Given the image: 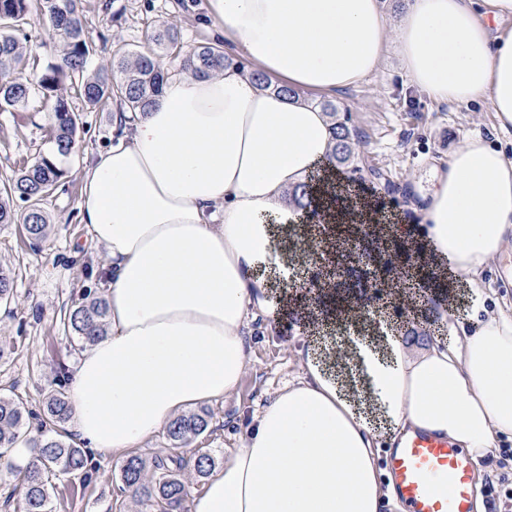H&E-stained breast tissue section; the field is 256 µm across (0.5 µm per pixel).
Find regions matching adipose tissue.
Listing matches in <instances>:
<instances>
[{"instance_id":"ef3b65f1","label":"adipose tissue","mask_w":512,"mask_h":512,"mask_svg":"<svg viewBox=\"0 0 512 512\" xmlns=\"http://www.w3.org/2000/svg\"><path fill=\"white\" fill-rule=\"evenodd\" d=\"M245 69L168 79L149 112L91 159L79 218L104 249L108 327L68 388L69 430L122 459L196 404L235 393L250 324L288 316L305 332L303 284L272 286L270 257L300 256L288 193L323 165L333 120L314 101L372 75L395 49L438 102L486 100L512 126V0H206ZM265 75L260 88L251 71ZM296 90L288 98L279 87ZM434 268L478 284L512 247V161L465 141L413 203ZM343 355L309 345L300 374L254 416L190 512H381L396 502L381 445L417 431L482 461L512 444V313L479 308L419 350L390 332Z\"/></svg>"}]
</instances>
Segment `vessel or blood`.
<instances>
[{
	"mask_svg": "<svg viewBox=\"0 0 512 512\" xmlns=\"http://www.w3.org/2000/svg\"><path fill=\"white\" fill-rule=\"evenodd\" d=\"M387 466L404 512H473L475 462L447 439L421 431L406 436Z\"/></svg>",
	"mask_w": 512,
	"mask_h": 512,
	"instance_id": "obj_1",
	"label": "vessel or blood"
}]
</instances>
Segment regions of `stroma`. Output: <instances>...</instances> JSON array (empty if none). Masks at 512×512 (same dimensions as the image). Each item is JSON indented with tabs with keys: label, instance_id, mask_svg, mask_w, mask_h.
Wrapping results in <instances>:
<instances>
[{
	"label": "stroma",
	"instance_id": "stroma-1",
	"mask_svg": "<svg viewBox=\"0 0 512 512\" xmlns=\"http://www.w3.org/2000/svg\"><path fill=\"white\" fill-rule=\"evenodd\" d=\"M204 0H82L86 31L95 43L94 63L109 60L118 48L144 51L164 26L180 31L185 48L213 42L203 22ZM350 109L349 125L360 136V172L338 169L339 182L351 192L369 189L395 224L419 226L421 217L410 208L411 198L429 190L431 168L447 163L462 142L479 135L512 160V129L497 125L488 102L466 106L439 103L414 86L388 54L379 72L331 97ZM114 107L79 108L76 148L65 159V188L43 200L50 223L47 238L30 248L21 224H0V264L14 273L16 292L0 302V392L11 395L28 411L30 430L44 416L45 398L55 389L59 373H72L82 351L65 328L69 310L84 295L102 296L107 284L99 273L102 249L90 241L81 224L77 201L81 172L91 153L107 149L118 134ZM50 104L33 95L14 112H0V180L13 176L21 160L34 161L49 147ZM454 301L429 296L419 303L422 319L412 322L404 337L412 349L432 340L434 329L463 318L475 306L474 293L458 283ZM249 361L241 384L224 400L205 403L209 425L193 438L188 452L210 454L222 461L239 447L252 415L300 373L303 359L296 321L284 320L277 330L252 325ZM90 486L76 474L51 477L53 512H152L126 493L119 480L120 460H97Z\"/></svg>",
	"mask_w": 512,
	"mask_h": 512
}]
</instances>
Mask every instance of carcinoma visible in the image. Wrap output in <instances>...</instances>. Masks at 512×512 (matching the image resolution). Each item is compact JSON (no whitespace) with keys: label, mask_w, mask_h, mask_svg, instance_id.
I'll return each instance as SVG.
<instances>
[{"label":"carcinoma","mask_w":512,"mask_h":512,"mask_svg":"<svg viewBox=\"0 0 512 512\" xmlns=\"http://www.w3.org/2000/svg\"><path fill=\"white\" fill-rule=\"evenodd\" d=\"M36 18L45 25L60 49L59 61L41 72L26 73V54L14 32ZM155 48L148 52L120 48L107 63L88 73L95 45L86 37L81 0H0V112H12L25 106L29 98L40 93L53 101V123L50 128L51 148L36 160L19 169L14 177L0 186V224L16 223L14 202L26 204L23 230L34 244L43 240L49 224L40 207L44 198L52 195L64 176L61 162L75 148L78 114L61 92L62 80L71 79L73 93L87 106H102L118 100L130 112H146L159 95L169 77L165 59L180 60V71L195 76L224 72L230 65L243 67L224 50L201 43L183 52L178 31L170 26L152 35ZM335 145L330 162L354 163L358 156L359 139L348 126V120L334 123ZM311 184L304 182L291 192V199L300 208L317 207L310 192ZM14 280L9 269L0 265V301L13 295ZM108 317L107 302L92 298L69 312L67 330L81 344L91 343L103 336ZM65 377L57 378L58 390L46 404V419L51 428L34 439V459L24 468L14 467L22 491L23 512H52L49 475L76 473L85 475L88 482L89 458L86 451L61 438L56 427L65 423L70 414L69 402L63 390ZM208 414L192 413L174 419L168 427L172 452L157 459L152 466L135 454L120 467L122 488L150 503L154 512H179L183 500L185 475L194 471L199 477L214 466L207 453L187 457L182 452L188 441L201 435L208 427ZM26 427V410L12 397L0 394V449H8Z\"/></svg>","instance_id":"carcinoma-1"}]
</instances>
